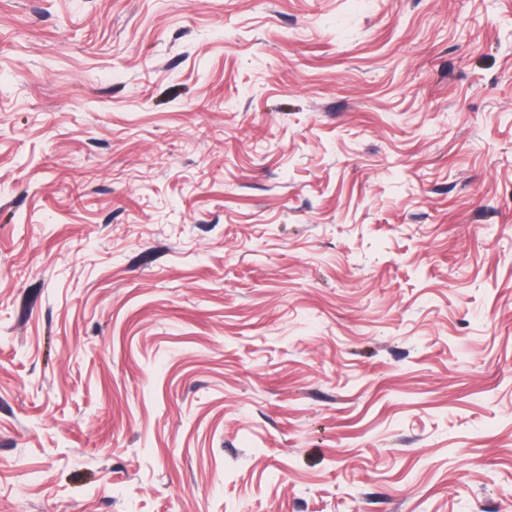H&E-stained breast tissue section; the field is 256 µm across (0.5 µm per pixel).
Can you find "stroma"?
Here are the masks:
<instances>
[{"mask_svg":"<svg viewBox=\"0 0 512 512\" xmlns=\"http://www.w3.org/2000/svg\"><path fill=\"white\" fill-rule=\"evenodd\" d=\"M0 512H512V0H0Z\"/></svg>","mask_w":512,"mask_h":512,"instance_id":"35a3bbf8","label":"stroma"}]
</instances>
